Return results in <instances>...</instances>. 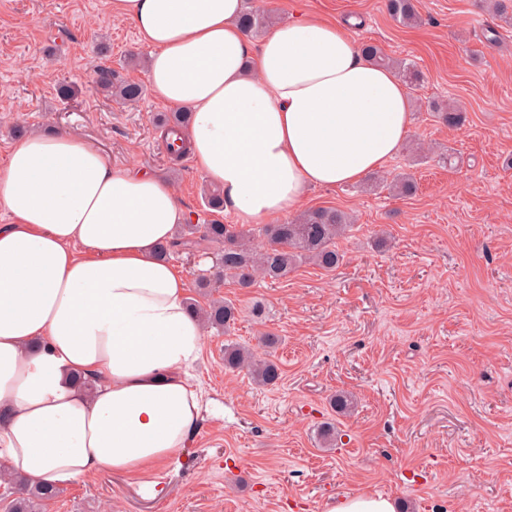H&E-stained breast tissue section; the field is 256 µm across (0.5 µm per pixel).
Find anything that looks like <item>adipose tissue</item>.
Instances as JSON below:
<instances>
[{"instance_id":"ef3b65f1","label":"adipose tissue","mask_w":512,"mask_h":512,"mask_svg":"<svg viewBox=\"0 0 512 512\" xmlns=\"http://www.w3.org/2000/svg\"><path fill=\"white\" fill-rule=\"evenodd\" d=\"M152 46L150 89L191 112L197 170L248 224L382 169L413 124L406 84L346 22L300 16L252 46L243 0H108ZM0 469L48 488L111 470L158 492L202 396L203 326L157 257L186 214L137 163L73 132L16 140L0 166Z\"/></svg>"}]
</instances>
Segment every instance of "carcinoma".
Masks as SVG:
<instances>
[{
	"instance_id": "carcinoma-1",
	"label": "carcinoma",
	"mask_w": 512,
	"mask_h": 512,
	"mask_svg": "<svg viewBox=\"0 0 512 512\" xmlns=\"http://www.w3.org/2000/svg\"><path fill=\"white\" fill-rule=\"evenodd\" d=\"M389 14L401 24L412 26L419 22L414 0H387ZM269 16L250 7L243 10L240 22L246 33L255 34L268 26ZM362 52L377 64L396 69L409 88L420 86L421 76L411 63L395 61L382 54L372 43L362 45ZM96 82L121 104L133 105L143 94L142 86L134 81L121 80L109 67L96 71ZM435 117L450 126H462L466 116L461 106L455 103L430 104ZM351 226V217L333 207H320L306 211L283 224H265L253 229H235L229 224L213 220L207 224H183L178 227L175 241L159 251L167 257L175 250L203 252L213 247L221 248L217 253L215 272L201 277L197 288H214L230 277L243 288L252 285L259 275L271 282L279 281L300 263L310 261L327 272H332L342 263L343 255L336 249V240ZM260 234L265 239L262 247H255L253 240ZM189 306L200 314L204 325L215 329H228L237 320L235 306L222 299L213 300L208 307L200 308L194 302ZM224 366L230 370L247 369L255 382L263 386H274L281 378L279 366L268 358L256 356L251 350L234 343L224 346ZM19 485V497L11 505L12 512H34L36 506L55 498L58 491L30 484L22 478L15 479Z\"/></svg>"
}]
</instances>
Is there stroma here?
Listing matches in <instances>:
<instances>
[{
  "instance_id": "35a3bbf8",
  "label": "stroma",
  "mask_w": 512,
  "mask_h": 512,
  "mask_svg": "<svg viewBox=\"0 0 512 512\" xmlns=\"http://www.w3.org/2000/svg\"><path fill=\"white\" fill-rule=\"evenodd\" d=\"M250 4L281 21L356 18L355 42L413 63L411 132L380 184L308 190L305 209L355 218L335 271L307 261L274 283L214 290L239 316L204 332L190 369L202 418L181 460L156 470L161 494L102 471L63 485L45 512H324L364 493L406 512H512V24L489 0H415L412 27L385 0ZM150 54L107 0H0V164L18 136L73 131L169 180L193 223L239 225L208 208L191 159L170 162L167 104L148 91L124 108L96 84L102 66L146 83ZM442 100L464 107L463 127L429 111ZM445 153L453 167L439 164ZM403 171L418 190L398 198L387 181ZM266 332L280 338L273 387L224 366L225 341L255 350ZM340 390L355 395L352 414L331 405Z\"/></svg>"
}]
</instances>
